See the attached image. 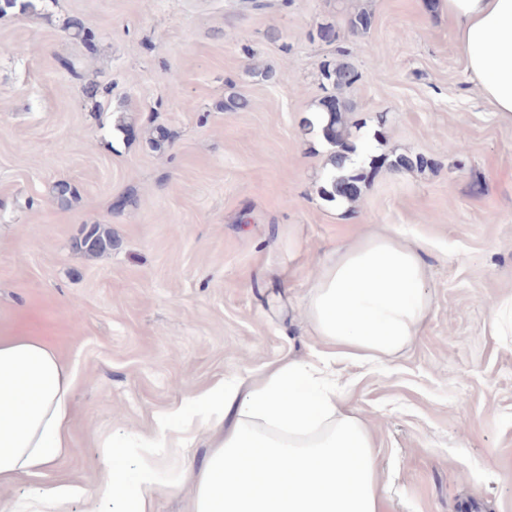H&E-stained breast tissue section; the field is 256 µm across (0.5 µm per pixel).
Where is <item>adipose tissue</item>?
<instances>
[{
  "label": "adipose tissue",
  "instance_id": "ef3b65f1",
  "mask_svg": "<svg viewBox=\"0 0 512 512\" xmlns=\"http://www.w3.org/2000/svg\"><path fill=\"white\" fill-rule=\"evenodd\" d=\"M473 82L512 123V0H441ZM411 245L386 234L337 247L314 278L304 313L338 355L382 362L420 336L432 302ZM74 373L39 336H0V487L37 477L69 446ZM156 436L115 448L92 488H35L39 512H153L159 456H184L199 436L210 452L170 488H193L189 512H383L369 426L345 405L327 361L291 358L246 384L216 381L188 407L158 414Z\"/></svg>",
  "mask_w": 512,
  "mask_h": 512
}]
</instances>
